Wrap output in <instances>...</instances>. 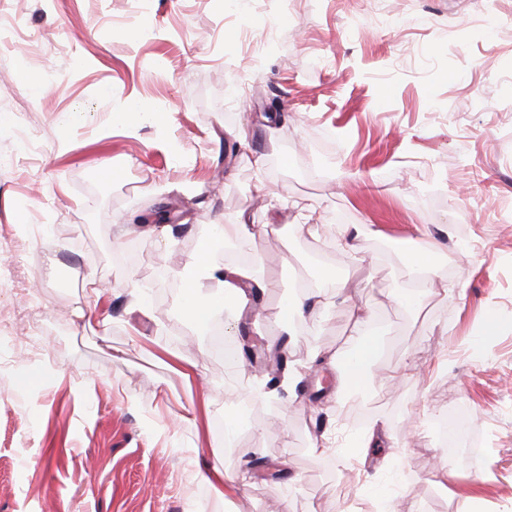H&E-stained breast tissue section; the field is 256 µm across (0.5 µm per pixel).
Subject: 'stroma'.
I'll use <instances>...</instances> for the list:
<instances>
[{
	"mask_svg": "<svg viewBox=\"0 0 512 512\" xmlns=\"http://www.w3.org/2000/svg\"><path fill=\"white\" fill-rule=\"evenodd\" d=\"M132 101L163 123L113 124ZM160 203L168 248L143 231ZM305 213L358 249L298 233ZM241 214L273 231L241 242L267 320L238 335L254 358L231 386L152 287ZM428 241L447 274L399 307L404 254ZM132 242L138 261L117 265ZM312 267L352 274L349 296L269 352ZM360 306L379 375L407 367L394 390L342 391L305 364L350 347ZM228 402L250 407L233 446ZM456 412L467 462L438 433ZM375 423L380 446L346 459ZM216 459L246 485L220 497L195 479ZM469 497L512 512V0H0V512H458Z\"/></svg>",
	"mask_w": 512,
	"mask_h": 512,
	"instance_id": "35a3bbf8",
	"label": "stroma"
}]
</instances>
